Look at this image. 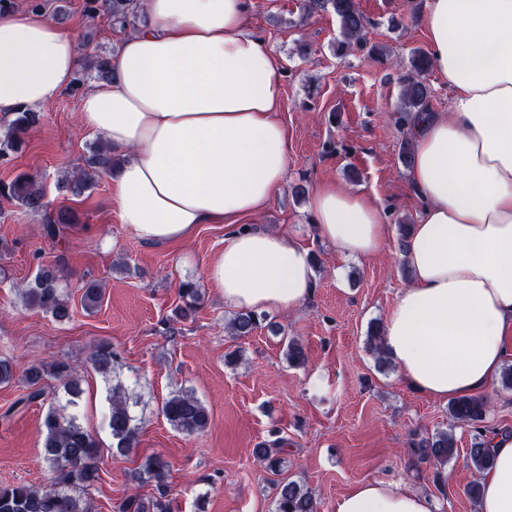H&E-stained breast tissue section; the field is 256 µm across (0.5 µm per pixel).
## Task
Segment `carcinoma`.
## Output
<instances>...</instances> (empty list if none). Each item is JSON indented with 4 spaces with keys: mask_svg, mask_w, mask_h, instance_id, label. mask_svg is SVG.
<instances>
[{
    "mask_svg": "<svg viewBox=\"0 0 512 512\" xmlns=\"http://www.w3.org/2000/svg\"><path fill=\"white\" fill-rule=\"evenodd\" d=\"M329 7L338 16L347 40L362 44L368 21L357 9L355 0H305L304 3V8L310 13ZM88 8L93 15H106L112 28L121 31L136 29L138 21L142 19L140 0H88ZM429 68L428 54L415 52L410 62V74L405 79L399 123H405L413 112L426 111L430 88L423 81L422 75ZM90 76L103 83L110 81L108 59L99 54L87 57L84 72L78 74L74 85L80 86ZM39 120L40 114L37 112L16 113L8 131L0 139V159L8 157L18 143L19 134L38 124ZM118 162L119 158L112 153V147L100 141L91 147V153L85 159V167L79 175H62L57 178L55 192L63 197L79 196L91 188L101 175L112 173ZM0 197L18 202L29 212L42 214L44 237L53 243L61 236L65 225L77 223L75 213L67 208L48 210L45 189L27 175H18L9 183H0ZM64 268L65 258L62 256L53 265H39L34 278L22 293L26 306L50 314L60 324L69 322L73 316L68 296L61 288ZM178 294L180 304L173 309V317L187 320L198 309L201 288L193 282H187L181 285ZM102 298V288L97 281L89 279L83 282L81 302L85 311L97 309ZM259 325L260 315L252 311H240L231 319L229 329L232 335L245 337L252 335ZM116 359L112 344L108 342L98 341L89 346V361L93 369L104 377L112 374ZM48 377L60 382L69 396V404L75 403V398L82 393L81 380L73 376V368L68 362L56 360L32 364L24 370L27 394L18 404L27 405L45 399L44 380ZM487 410V402L479 396L458 398L449 406L454 419L476 429L468 460L469 465L479 472L490 469L494 461L489 442L479 431ZM160 413L175 430L188 436L202 433L210 425L208 407L193 393L185 390L170 395L162 403ZM106 424L116 452L124 454L135 447L139 427L129 409L126 391L120 385L112 387ZM40 434V452L55 474L53 483L44 488L27 484L0 487V512H90L85 494L101 481L102 448L76 416L65 417L54 408L45 414ZM411 451L420 461L433 460L446 465L454 456L455 439L446 431H438L413 443ZM279 453V449L265 443L252 450L259 465L274 474L282 466ZM169 477L170 465L161 456H141L133 480L139 484H154V494L149 497L130 494L113 507V512H171ZM275 512H319V507L309 489L295 481L283 479L276 485Z\"/></svg>",
    "mask_w": 512,
    "mask_h": 512,
    "instance_id": "cac0c4a2",
    "label": "carcinoma"
}]
</instances>
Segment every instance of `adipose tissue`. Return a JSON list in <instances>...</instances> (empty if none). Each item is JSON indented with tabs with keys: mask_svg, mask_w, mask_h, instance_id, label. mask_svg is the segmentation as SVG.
Masks as SVG:
<instances>
[{
	"mask_svg": "<svg viewBox=\"0 0 512 512\" xmlns=\"http://www.w3.org/2000/svg\"><path fill=\"white\" fill-rule=\"evenodd\" d=\"M146 22L111 56L112 80L87 89L79 120L120 159L110 182L119 220L149 244L226 224L205 277L227 308L295 315L315 285L308 246L247 226L286 183L281 62L248 24L249 0H142ZM444 112L410 122L408 178L423 203L401 256L410 271L384 317L400 381L442 402L485 390L512 356V0H426ZM74 35L48 18L0 12V117L37 112L74 82ZM319 239L346 259L388 243L376 198L335 180L312 192ZM480 512H512V434L491 438ZM402 482L364 481L336 512H437Z\"/></svg>",
	"mask_w": 512,
	"mask_h": 512,
	"instance_id": "adipose-tissue-1",
	"label": "adipose tissue"
}]
</instances>
